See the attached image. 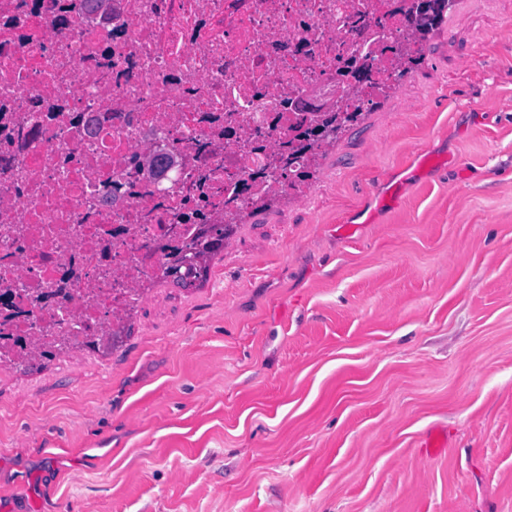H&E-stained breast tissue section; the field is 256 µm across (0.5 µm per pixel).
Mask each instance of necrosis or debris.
Listing matches in <instances>:
<instances>
[{
  "mask_svg": "<svg viewBox=\"0 0 512 512\" xmlns=\"http://www.w3.org/2000/svg\"><path fill=\"white\" fill-rule=\"evenodd\" d=\"M90 2L0 0V364L18 338L110 335L169 234L250 208L241 182L292 137L288 103L362 62L391 87L418 0H109L93 24ZM161 140L204 161L160 190L138 160Z\"/></svg>",
  "mask_w": 512,
  "mask_h": 512,
  "instance_id": "4bbe7bcc",
  "label": "necrosis or debris"
}]
</instances>
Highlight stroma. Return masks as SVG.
Listing matches in <instances>:
<instances>
[{"label":"stroma","instance_id":"35a3bbf8","mask_svg":"<svg viewBox=\"0 0 512 512\" xmlns=\"http://www.w3.org/2000/svg\"><path fill=\"white\" fill-rule=\"evenodd\" d=\"M420 55L206 280L0 365V512H512V0Z\"/></svg>","mask_w":512,"mask_h":512}]
</instances>
